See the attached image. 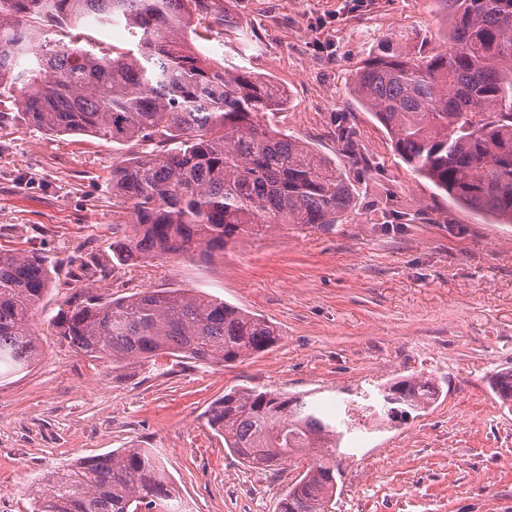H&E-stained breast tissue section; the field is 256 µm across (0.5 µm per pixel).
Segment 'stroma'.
Returning <instances> with one entry per match:
<instances>
[{"label": "stroma", "mask_w": 512, "mask_h": 512, "mask_svg": "<svg viewBox=\"0 0 512 512\" xmlns=\"http://www.w3.org/2000/svg\"><path fill=\"white\" fill-rule=\"evenodd\" d=\"M239 25L215 62L288 94L273 126L330 159L354 202L328 229L273 230L214 256L112 260V169L133 144L0 127V248L35 250L54 276L34 318L41 353L0 375V512H31L27 487L80 458L150 448L192 512H277L306 462L255 469L207 415L226 390L259 387L344 410L404 376L440 385L427 410L354 424L332 512H512V409L488 383L512 369V224H492L419 176L355 99L380 39L439 43L438 0H234ZM143 288L209 295L273 324L271 350L229 366L167 354L113 370L54 336L76 293Z\"/></svg>", "instance_id": "1"}]
</instances>
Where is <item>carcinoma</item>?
<instances>
[{
	"label": "carcinoma",
	"mask_w": 512,
	"mask_h": 512,
	"mask_svg": "<svg viewBox=\"0 0 512 512\" xmlns=\"http://www.w3.org/2000/svg\"><path fill=\"white\" fill-rule=\"evenodd\" d=\"M437 45L413 30L386 36L359 69L354 93L398 155L457 203L512 224V0H438ZM120 21L123 45H103L88 20ZM68 40L49 39L44 27ZM238 26L225 0H0V125L24 121L145 150L112 169V257L135 264L221 252L245 236L290 224L324 227L353 202L327 158L261 119L285 108L274 83L217 64L196 41ZM47 258L0 250V367L26 368L37 352L33 312L51 290ZM68 346L119 368L167 353L231 365L279 339L265 319L199 294L145 288L89 295L48 320ZM386 417L424 410L435 379L386 384ZM512 406V370L491 379ZM224 447L269 467L314 453L278 512H332L338 448L349 421L301 397L233 388L208 413ZM33 512H182L162 460L148 448L83 458L33 483Z\"/></svg>",
	"instance_id": "carcinoma-1"
}]
</instances>
